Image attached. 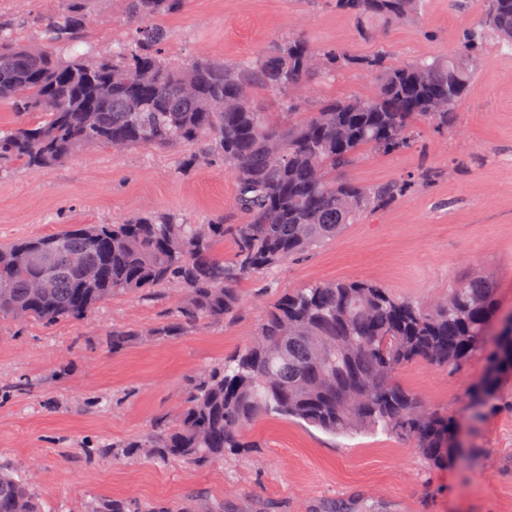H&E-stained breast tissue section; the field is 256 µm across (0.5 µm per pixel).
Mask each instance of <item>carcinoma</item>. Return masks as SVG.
I'll return each instance as SVG.
<instances>
[{
    "instance_id": "obj_1",
    "label": "carcinoma",
    "mask_w": 512,
    "mask_h": 512,
    "mask_svg": "<svg viewBox=\"0 0 512 512\" xmlns=\"http://www.w3.org/2000/svg\"><path fill=\"white\" fill-rule=\"evenodd\" d=\"M131 25L112 52L75 54L87 31L88 0H60L28 24L40 43L18 39L0 19V104L26 120L0 129V172L16 163L59 165L90 149L178 152L187 169L215 164L236 181L235 224L219 215L192 224L159 210L120 224H70L45 236L0 244V321L54 324L80 320L117 295L181 293L173 319L147 331L112 327V352L137 336L164 340L201 323H227L240 306L239 283L273 275L384 210L439 175L433 168L362 184L336 177L366 148L394 153L412 142L415 123L441 133L456 122L488 41L512 53V0H484L477 25L446 60L393 64L381 54L318 48L304 36L281 39L262 56L229 64L166 55L158 19L185 0H122ZM423 0H336L364 40L417 16ZM377 76L368 96L325 99L302 108L298 92L347 71ZM197 94L186 98L182 86ZM287 94L281 111L258 103L265 91ZM446 100L441 112L429 102ZM235 243L231 260L218 246ZM49 287L31 293L30 281ZM498 322L497 287L476 276L432 305L402 299L365 281L327 280L291 288L269 303L251 342L188 385L184 408L130 444L149 456L203 464L245 448L243 432L263 416L303 422L331 435L381 430L406 440L432 465L456 457L457 422L395 380L399 368L425 361L454 373L481 351ZM489 371L474 389L485 404L512 378V326L498 331ZM0 512H44L24 476L0 468ZM91 512H198L194 499L172 505L101 500Z\"/></svg>"
}]
</instances>
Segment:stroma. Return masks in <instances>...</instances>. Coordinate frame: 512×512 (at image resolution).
I'll use <instances>...</instances> for the list:
<instances>
[{"label": "stroma", "mask_w": 512, "mask_h": 512, "mask_svg": "<svg viewBox=\"0 0 512 512\" xmlns=\"http://www.w3.org/2000/svg\"><path fill=\"white\" fill-rule=\"evenodd\" d=\"M483 0L455 7L425 0L421 13L378 41L360 40L354 20L332 0H186L163 20V51L228 63L260 56L300 31L315 46L392 62L445 59L457 35L478 20ZM88 45L108 50L128 30L121 0H91ZM376 77L348 71L311 83L308 107L329 97L373 92ZM423 165L438 179L394 206L367 214L336 239L289 262L275 276L243 280L236 318L166 340L147 329L172 312L177 293L150 300L119 295L81 320L53 325L0 321V465L26 474L44 512H90L102 498L141 504L178 502L199 493L205 512H512V382L493 407L474 412L471 390L488 369L476 354L456 373L417 361L398 382L431 407L452 412L461 454L435 468L412 445L382 432L332 436L291 420L264 417L247 435L254 447L203 466L157 460L131 441L156 419L178 414L194 376L248 344L275 291L334 279H361L397 296L434 303L476 275L497 286L500 314L512 312V55L487 49L457 121L447 133L420 125L416 142L395 153L363 150L346 176L373 184ZM236 192L227 170L179 169L178 156L136 148L91 149L63 164L0 174V242L106 224L174 209L191 221L232 216ZM143 330L113 352V325ZM109 447L106 455L98 447Z\"/></svg>", "instance_id": "obj_1"}]
</instances>
